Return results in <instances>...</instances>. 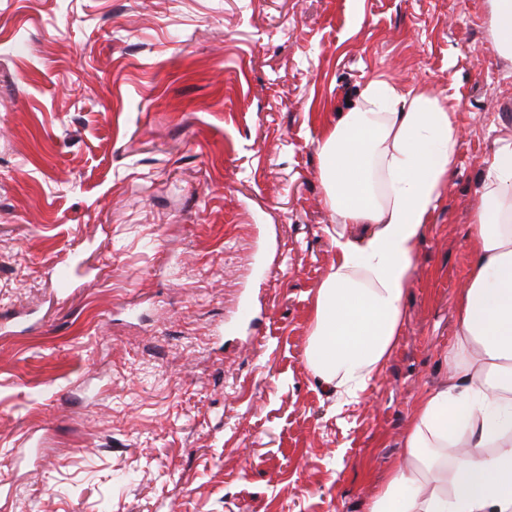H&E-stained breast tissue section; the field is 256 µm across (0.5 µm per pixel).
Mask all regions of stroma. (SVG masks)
<instances>
[{
	"label": "stroma",
	"instance_id": "1",
	"mask_svg": "<svg viewBox=\"0 0 512 512\" xmlns=\"http://www.w3.org/2000/svg\"><path fill=\"white\" fill-rule=\"evenodd\" d=\"M375 78L448 96L461 137L347 401L305 359L317 138ZM505 137L489 0H0V512H366L448 377Z\"/></svg>",
	"mask_w": 512,
	"mask_h": 512
}]
</instances>
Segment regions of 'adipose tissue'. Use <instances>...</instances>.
I'll return each mask as SVG.
<instances>
[{"mask_svg": "<svg viewBox=\"0 0 512 512\" xmlns=\"http://www.w3.org/2000/svg\"><path fill=\"white\" fill-rule=\"evenodd\" d=\"M458 141L447 98L381 79L319 137L318 177L338 228L306 356L344 399L358 398L395 346L415 246ZM347 224L366 231L348 237ZM468 239L448 382L420 397L403 461L367 512H512V140L486 163Z\"/></svg>", "mask_w": 512, "mask_h": 512, "instance_id": "ef3b65f1", "label": "adipose tissue"}]
</instances>
